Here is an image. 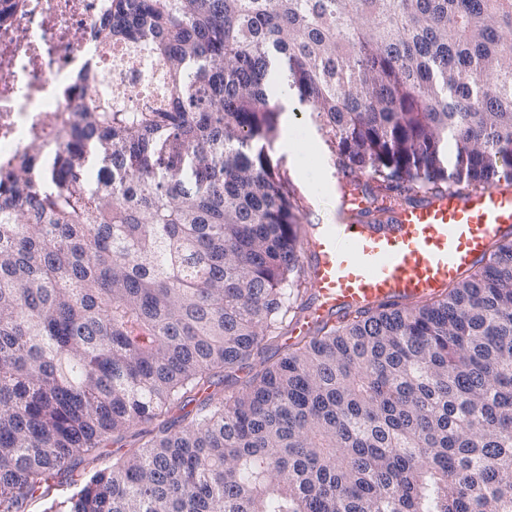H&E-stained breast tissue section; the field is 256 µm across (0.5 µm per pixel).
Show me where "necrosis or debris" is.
Returning <instances> with one entry per match:
<instances>
[{"label": "necrosis or debris", "mask_w": 512, "mask_h": 512, "mask_svg": "<svg viewBox=\"0 0 512 512\" xmlns=\"http://www.w3.org/2000/svg\"><path fill=\"white\" fill-rule=\"evenodd\" d=\"M104 4L0 0V174L35 150L62 147L68 94L83 69L99 75L89 93L122 110H146L160 97V65L95 25Z\"/></svg>", "instance_id": "4bbe7bcc"}]
</instances>
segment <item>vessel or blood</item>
<instances>
[{
  "label": "vessel or blood",
  "instance_id": "vessel-or-blood-1",
  "mask_svg": "<svg viewBox=\"0 0 512 512\" xmlns=\"http://www.w3.org/2000/svg\"><path fill=\"white\" fill-rule=\"evenodd\" d=\"M366 208V200L340 194L333 224L303 241L315 302L299 331L347 309L439 293L512 234L511 185L424 194L378 221Z\"/></svg>",
  "mask_w": 512,
  "mask_h": 512
}]
</instances>
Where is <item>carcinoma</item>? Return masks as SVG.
Returning a JSON list of instances; mask_svg holds the SVG:
<instances>
[{"instance_id":"cac0c4a2","label":"carcinoma","mask_w":512,"mask_h":512,"mask_svg":"<svg viewBox=\"0 0 512 512\" xmlns=\"http://www.w3.org/2000/svg\"><path fill=\"white\" fill-rule=\"evenodd\" d=\"M97 24L164 88L145 112L81 102L56 164L0 188V512L75 460L47 512H512V238L290 343L300 205L266 151L281 76L372 214L490 186L512 172V0H111ZM84 467L85 465L84 463H82L77 465L73 470V478L78 480L77 485H75L76 483L74 485L72 483L56 484L54 486V489L51 491V494L49 495L48 499L34 498L29 500L26 503L24 512H44V510L49 506V500L55 499L58 502L66 500L80 486V483L82 481L81 474Z\"/></svg>"}]
</instances>
